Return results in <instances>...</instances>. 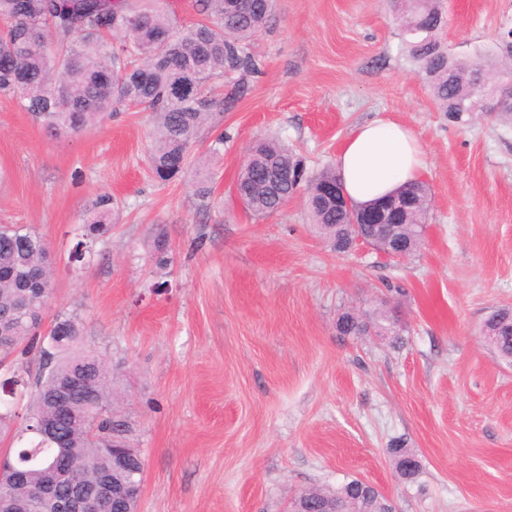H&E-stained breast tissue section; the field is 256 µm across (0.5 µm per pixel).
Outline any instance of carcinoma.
I'll use <instances>...</instances> for the list:
<instances>
[{"mask_svg": "<svg viewBox=\"0 0 512 512\" xmlns=\"http://www.w3.org/2000/svg\"><path fill=\"white\" fill-rule=\"evenodd\" d=\"M193 8L204 20L181 25L160 0H0V95L26 100L25 109L51 138L76 135L120 106L151 113L149 165L158 180L171 181L190 166L210 113L230 109L250 91L249 78L261 65L251 44L271 23L274 0H252L244 15L225 13L224 0H193ZM393 11L404 50L424 73L441 111H448V103L470 87L474 72L489 88L512 80L509 67L448 56L440 38L446 24L441 0H394ZM112 36L121 37V47L113 51L106 45ZM213 77L232 83L221 101L199 92ZM256 150V159L244 161L236 181L235 195L244 207L262 217L278 212L294 194L293 184L268 186L264 167H291L305 186L312 224L331 244L341 241L349 213L321 194L324 182L336 172L326 168L308 176L302 161L273 139L261 140ZM400 193L420 200L416 212L400 217L398 227L412 250L421 243L431 192L425 182L415 181ZM111 214V197L98 196L77 243L83 253L92 252ZM38 278L52 283L45 240L28 228L1 224L0 356H23L35 348L40 371L31 385L25 426L16 433L19 447L10 454L24 469L25 481H0V512H35L32 503L49 478L47 462L59 451L37 433L24 440L42 420L61 417L64 451L78 462L75 478L81 483L104 474L115 488L135 486L145 467L136 448L130 449L127 462L116 463L112 447L93 431L96 414L103 411L105 423L129 440L130 422L114 408V371L103 355L84 347L78 316L59 314L41 333L51 293L31 286ZM488 322L486 342L500 357L512 360V309L497 311ZM75 376L86 381L89 392L56 401L59 384ZM338 492L350 501L367 502L370 512H386L387 499L356 479ZM333 495L331 490L312 489L298 498L309 502L307 512H317L316 506L327 504Z\"/></svg>", "mask_w": 512, "mask_h": 512, "instance_id": "1", "label": "carcinoma"}]
</instances>
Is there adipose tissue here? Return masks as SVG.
Instances as JSON below:
<instances>
[{
  "label": "adipose tissue",
  "instance_id": "adipose-tissue-1",
  "mask_svg": "<svg viewBox=\"0 0 512 512\" xmlns=\"http://www.w3.org/2000/svg\"><path fill=\"white\" fill-rule=\"evenodd\" d=\"M347 195L369 203L419 180L426 169L422 144L406 124L375 118L354 127L336 158Z\"/></svg>",
  "mask_w": 512,
  "mask_h": 512
}]
</instances>
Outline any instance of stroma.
<instances>
[{"label":"stroma","instance_id":"obj_1","mask_svg":"<svg viewBox=\"0 0 512 512\" xmlns=\"http://www.w3.org/2000/svg\"><path fill=\"white\" fill-rule=\"evenodd\" d=\"M511 29L512 0H450L440 37L498 61ZM252 49L250 92L209 117L194 151L223 135L205 198L195 168L153 177L147 113L51 139L0 95V224L46 240V318L78 314L85 346L115 369L145 461L139 512H285L302 490L354 478L397 512H512V362L481 334L512 308V120L439 111L389 0H276ZM377 116L410 125L425 151L414 254L334 251L301 193L268 217L236 199L254 140L278 139L315 175ZM103 193L112 222L75 261ZM377 310L399 340L336 327ZM396 446L416 454L415 481L398 477Z\"/></svg>","mask_w":512,"mask_h":512}]
</instances>
